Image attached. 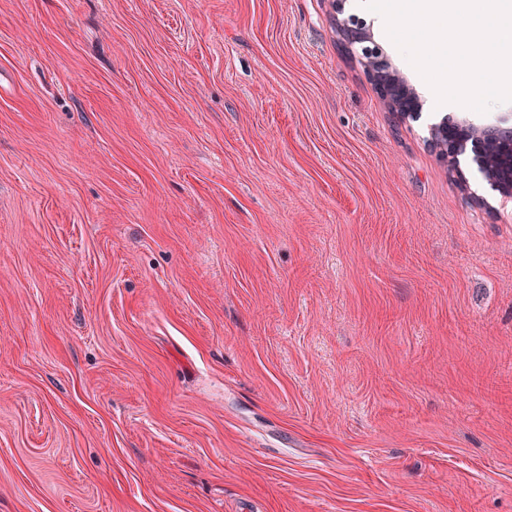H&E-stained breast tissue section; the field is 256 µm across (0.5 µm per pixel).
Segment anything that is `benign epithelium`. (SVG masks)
<instances>
[{"mask_svg":"<svg viewBox=\"0 0 512 512\" xmlns=\"http://www.w3.org/2000/svg\"><path fill=\"white\" fill-rule=\"evenodd\" d=\"M337 29L345 49L359 55L387 110L401 120L419 119L423 107L419 94L398 75L387 53L374 40L371 25L348 15L337 21ZM429 141L438 158L464 187L468 186V180L459 156L466 147H471L473 161L491 188L505 198H512L511 115L488 126L467 124L448 116L431 126Z\"/></svg>","mask_w":512,"mask_h":512,"instance_id":"7a95c632","label":"benign epithelium"}]
</instances>
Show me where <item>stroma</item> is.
<instances>
[{
    "mask_svg": "<svg viewBox=\"0 0 512 512\" xmlns=\"http://www.w3.org/2000/svg\"><path fill=\"white\" fill-rule=\"evenodd\" d=\"M508 114L333 0H0V512H512V200L428 144ZM337 29L345 49L359 55L387 110L401 120L419 119L423 107L419 94L398 75L387 53L374 40L371 24L348 15L338 19Z\"/></svg>",
    "mask_w": 512,
    "mask_h": 512,
    "instance_id": "obj_1",
    "label": "stroma"
}]
</instances>
